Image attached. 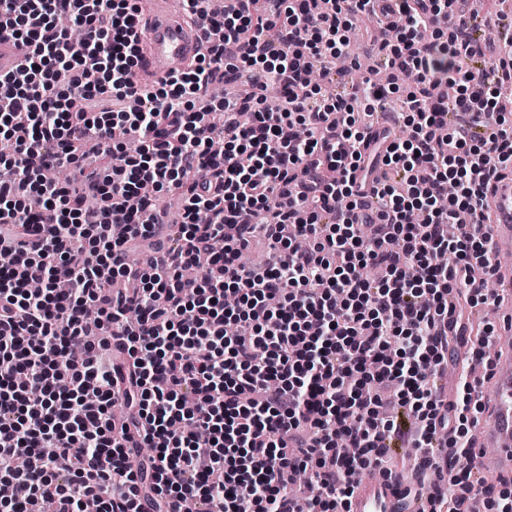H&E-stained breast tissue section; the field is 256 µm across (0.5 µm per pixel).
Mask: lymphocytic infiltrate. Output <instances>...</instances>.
I'll use <instances>...</instances> for the list:
<instances>
[{"instance_id":"f902f5d3","label":"lymphocytic infiltrate","mask_w":512,"mask_h":512,"mask_svg":"<svg viewBox=\"0 0 512 512\" xmlns=\"http://www.w3.org/2000/svg\"><path fill=\"white\" fill-rule=\"evenodd\" d=\"M210 2L182 0L199 56L141 81L136 0H0L24 48L0 76V512H349L396 436L436 476L405 488L423 512H476L479 493L512 512L511 490L448 465L475 454L476 380L462 370L451 403L436 383L449 321L503 301L484 291L512 30L481 56L468 0ZM357 20L394 34L377 49L411 78L405 134L352 106L399 84L326 91ZM219 77L251 95L214 98ZM166 188L176 224L153 203ZM258 232L275 258L242 265Z\"/></svg>"}]
</instances>
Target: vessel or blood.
<instances>
[{
  "label": "vessel or blood",
  "mask_w": 512,
  "mask_h": 512,
  "mask_svg": "<svg viewBox=\"0 0 512 512\" xmlns=\"http://www.w3.org/2000/svg\"><path fill=\"white\" fill-rule=\"evenodd\" d=\"M143 52L139 77L165 76L177 62L196 57L205 40V31L197 22L172 11L168 0H154V6L141 16ZM23 53L12 38H0V71L16 68ZM496 222L492 226V251L500 253L512 247V177L498 183L493 193ZM505 303L497 314L504 333L512 334V275L498 278ZM495 410L480 429L481 450L477 464L484 471L512 470V350L497 351L489 371ZM417 500L405 497L403 486L392 474H362L351 500L350 512H420Z\"/></svg>",
  "instance_id": "b4317fda"
}]
</instances>
